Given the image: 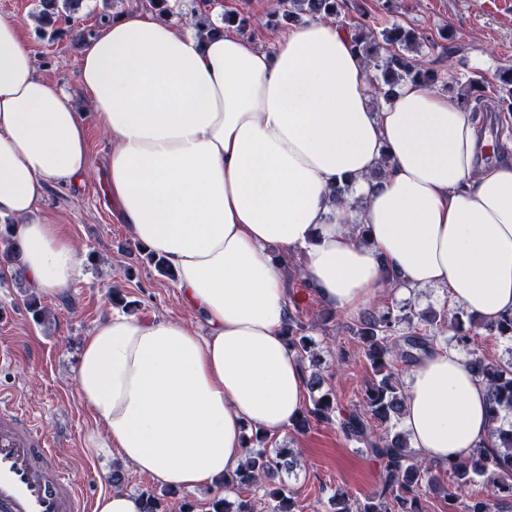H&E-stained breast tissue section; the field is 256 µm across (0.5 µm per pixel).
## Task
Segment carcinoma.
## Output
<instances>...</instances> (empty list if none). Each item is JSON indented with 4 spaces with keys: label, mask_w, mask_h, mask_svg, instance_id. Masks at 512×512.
<instances>
[{
    "label": "carcinoma",
    "mask_w": 512,
    "mask_h": 512,
    "mask_svg": "<svg viewBox=\"0 0 512 512\" xmlns=\"http://www.w3.org/2000/svg\"><path fill=\"white\" fill-rule=\"evenodd\" d=\"M82 0H38L35 17L49 25L79 8ZM278 6L288 18L308 15L332 20L342 7L341 0H278ZM353 47L361 54L368 70L375 73L374 93L385 98L394 94L402 82L418 79L429 86L452 90L441 73L425 66L421 48L426 42L399 25L378 27L366 17L352 32ZM484 98V87L478 81L467 79L459 99L464 107L471 101ZM497 104L500 110L512 111V69L499 75ZM512 340V317L497 324L488 323L460 311L448 316L445 311L430 310L417 313L412 307L385 308L361 317L353 334L363 349L371 370L359 401L352 404L346 416L336 418L339 400L333 390H321L316 375H311L307 386L311 406L304 408L294 420L292 429L303 433L312 422L339 420L345 439L361 446L362 452L381 462L383 470L377 491L364 499H353L336 491L330 498V512H423V492L436 486V469L448 473L451 490L447 499L456 501L459 492L473 486L482 490L470 493L463 512H500V503L512 501V427L499 424L503 416L512 412V362L501 364L488 359L476 349L479 330ZM312 327L294 316L288 317L289 340L300 359L316 365L315 343L310 336ZM450 330L453 336L448 344L467 351L469 369L487 386L490 393L491 420L495 423L492 446L475 449L466 459L446 464H431L411 450L407 435L396 430L406 401V388L400 362L407 367L422 354L433 349L437 339ZM391 426L380 433L378 427ZM268 437L254 436L245 462L235 472L224 476V491L236 495V501L216 495L208 503V512H296V501L283 481L280 472L289 467V448L271 451ZM174 494L164 490V496L153 492L141 493L143 512H166L164 498Z\"/></svg>",
    "instance_id": "obj_1"
}]
</instances>
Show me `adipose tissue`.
Masks as SVG:
<instances>
[{
	"mask_svg": "<svg viewBox=\"0 0 512 512\" xmlns=\"http://www.w3.org/2000/svg\"><path fill=\"white\" fill-rule=\"evenodd\" d=\"M79 80L112 139L111 202L200 322L114 312L96 323L76 375L102 428L86 451L116 450L189 490L241 465L247 429L286 431L307 387L285 337L282 255L302 252L304 280L348 316L423 287L488 322L512 314V160L481 162L471 113L422 82L372 111L347 29L316 18L266 52L229 31L198 36L129 13L84 40ZM89 169L86 125L1 17L0 216L16 220L36 292L69 288L81 258L63 225L29 216L47 186ZM406 387L401 425L427 460L491 440L487 388L461 354L433 349Z\"/></svg>",
	"mask_w": 512,
	"mask_h": 512,
	"instance_id": "adipose-tissue-1",
	"label": "adipose tissue"
}]
</instances>
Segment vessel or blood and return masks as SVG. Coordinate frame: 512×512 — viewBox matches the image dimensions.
<instances>
[{
    "instance_id": "vessel-or-blood-1",
    "label": "vessel or blood",
    "mask_w": 512,
    "mask_h": 512,
    "mask_svg": "<svg viewBox=\"0 0 512 512\" xmlns=\"http://www.w3.org/2000/svg\"><path fill=\"white\" fill-rule=\"evenodd\" d=\"M38 417L18 394H0V512H89Z\"/></svg>"
}]
</instances>
